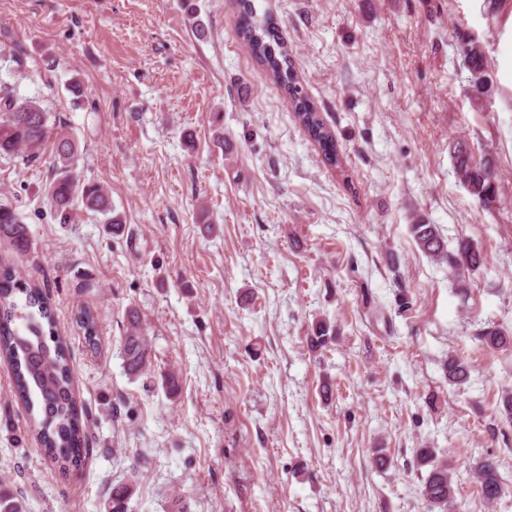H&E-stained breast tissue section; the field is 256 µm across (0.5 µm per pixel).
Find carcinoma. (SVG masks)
Masks as SVG:
<instances>
[{"mask_svg": "<svg viewBox=\"0 0 512 512\" xmlns=\"http://www.w3.org/2000/svg\"><path fill=\"white\" fill-rule=\"evenodd\" d=\"M240 22L237 36L254 57L288 94L299 124L319 148L325 159L340 163L336 140L313 101L304 91L292 67L288 47L279 30L267 19L257 17L253 0H239ZM452 48L469 72L468 82L475 95L486 96L493 87L485 44L474 34L455 29ZM54 150L55 177L48 189V198L60 220L67 221L78 203L106 215V223L121 224L112 214V204L105 191L96 184H84L74 175L78 160L75 137L65 128L50 122V117L33 98L17 95L7 85H0V155L18 156L26 162L40 159L47 144ZM453 170L474 200L488 206L496 200L497 186L491 160L476 158L463 141L452 144ZM411 232L419 249L426 255L448 263L458 288L467 287L466 274L478 270L483 258L480 251L466 239L448 249L439 228L418 219ZM29 243L28 229L18 213L8 204H0V244H8L24 252ZM77 323L84 330L90 348L97 346L94 317L79 312ZM336 339L333 325L325 320L312 327L308 343L320 350ZM482 346L491 350L512 348V336L499 328L488 327L478 334ZM124 368L131 377L151 367L148 338L143 333L140 315L134 308L127 313L125 336L120 348ZM0 358L10 367L16 393L33 416L34 430L45 456L60 470L78 466L84 451V434L80 423V406L74 393L73 367L57 331L51 304L36 284H29L10 268H0ZM448 382L463 385L470 378V365L462 358L448 356L444 362ZM416 466L428 468L422 496L447 512H467L466 502L455 499L448 462L441 461L433 448L416 451ZM481 498L494 504L506 493L496 461L486 458L476 470ZM136 491L130 481L112 489V505L106 512H127L128 500ZM0 512H26L23 498L0 485Z\"/></svg>", "mask_w": 512, "mask_h": 512, "instance_id": "obj_1", "label": "carcinoma"}]
</instances>
